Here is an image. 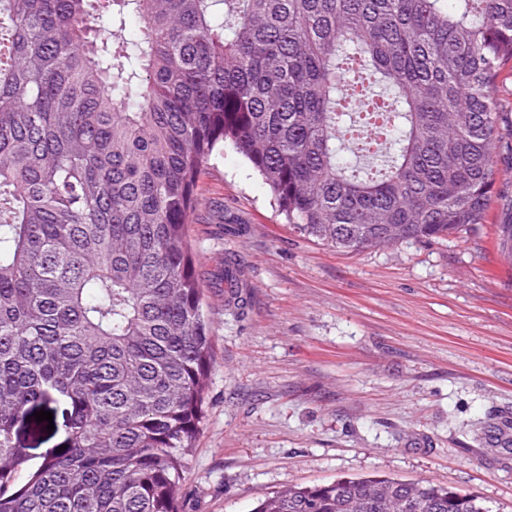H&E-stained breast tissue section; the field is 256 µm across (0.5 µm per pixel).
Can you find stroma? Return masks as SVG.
Returning a JSON list of instances; mask_svg holds the SVG:
<instances>
[{"instance_id":"obj_1","label":"stroma","mask_w":512,"mask_h":512,"mask_svg":"<svg viewBox=\"0 0 512 512\" xmlns=\"http://www.w3.org/2000/svg\"><path fill=\"white\" fill-rule=\"evenodd\" d=\"M478 232L344 253L295 232L233 149L185 228L214 365L179 512H253L288 485L429 480L512 512V152ZM245 268L224 296V255ZM508 217L497 226V245L501 254L512 264V203H507Z\"/></svg>"}]
</instances>
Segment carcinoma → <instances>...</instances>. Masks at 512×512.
<instances>
[{"label": "carcinoma", "instance_id": "cac0c4a2", "mask_svg": "<svg viewBox=\"0 0 512 512\" xmlns=\"http://www.w3.org/2000/svg\"><path fill=\"white\" fill-rule=\"evenodd\" d=\"M510 63L512 0H0V512H178L213 363L185 224L217 150L340 251L445 239L512 149ZM50 404L65 449L33 467ZM253 512L490 510L369 476ZM494 98L500 112L505 113V120H512V69L506 66L497 79L494 88ZM61 409L62 406L58 405L57 414H54L57 424L59 425L58 432H56L55 427V430H53L52 433H48L47 425L49 422L45 420L38 428L34 429V425L32 424L31 428L21 433L22 444L29 448L27 451L34 458L31 461L33 466L42 461V456L48 448H52L63 439Z\"/></svg>", "mask_w": 512, "mask_h": 512}]
</instances>
